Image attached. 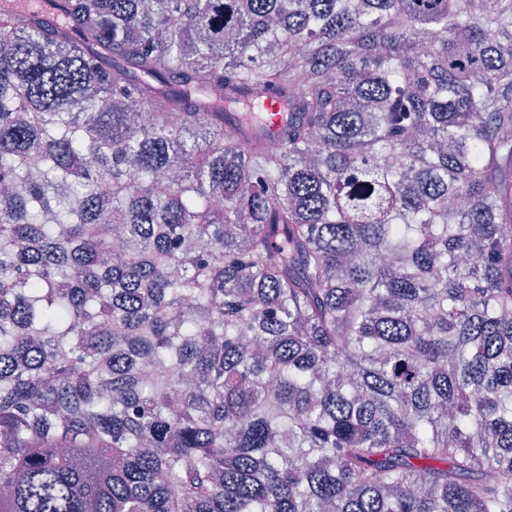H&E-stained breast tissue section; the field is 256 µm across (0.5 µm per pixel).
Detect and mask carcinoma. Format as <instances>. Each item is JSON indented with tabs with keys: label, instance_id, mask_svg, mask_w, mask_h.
Returning a JSON list of instances; mask_svg holds the SVG:
<instances>
[{
	"label": "carcinoma",
	"instance_id": "obj_1",
	"mask_svg": "<svg viewBox=\"0 0 512 512\" xmlns=\"http://www.w3.org/2000/svg\"><path fill=\"white\" fill-rule=\"evenodd\" d=\"M2 486L512 512V0H4Z\"/></svg>",
	"mask_w": 512,
	"mask_h": 512
}]
</instances>
